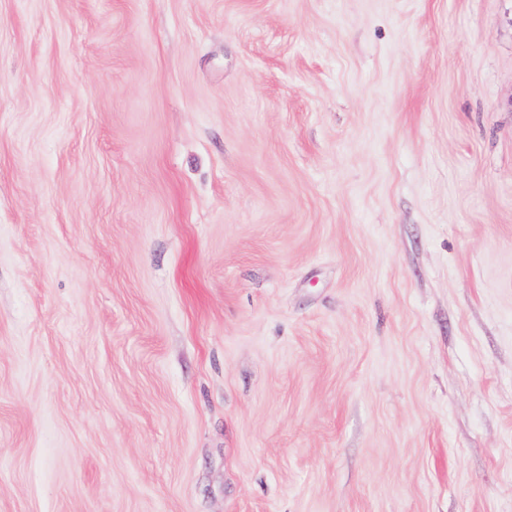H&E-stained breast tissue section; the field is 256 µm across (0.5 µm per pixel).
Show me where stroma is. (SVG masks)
Segmentation results:
<instances>
[{
	"mask_svg": "<svg viewBox=\"0 0 512 512\" xmlns=\"http://www.w3.org/2000/svg\"><path fill=\"white\" fill-rule=\"evenodd\" d=\"M0 512H512V0H0Z\"/></svg>",
	"mask_w": 512,
	"mask_h": 512,
	"instance_id": "35a3bbf8",
	"label": "stroma"
}]
</instances>
